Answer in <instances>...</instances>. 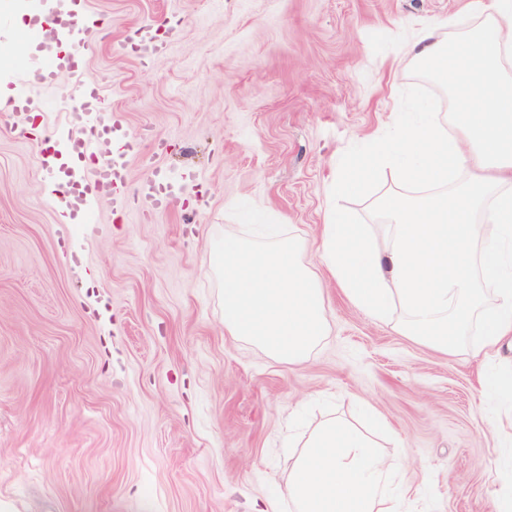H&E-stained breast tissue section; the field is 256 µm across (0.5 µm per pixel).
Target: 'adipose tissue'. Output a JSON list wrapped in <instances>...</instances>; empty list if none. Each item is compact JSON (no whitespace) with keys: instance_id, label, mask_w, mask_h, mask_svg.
Segmentation results:
<instances>
[{"instance_id":"ef3b65f1","label":"adipose tissue","mask_w":512,"mask_h":512,"mask_svg":"<svg viewBox=\"0 0 512 512\" xmlns=\"http://www.w3.org/2000/svg\"><path fill=\"white\" fill-rule=\"evenodd\" d=\"M401 59L446 89L448 116L417 111L336 172L337 196L362 195L381 170L379 233L327 210L320 257L349 301L442 353L473 322L485 360L512 349V0H468L464 16L405 37ZM261 512H400L389 464L341 418L317 426Z\"/></svg>"}]
</instances>
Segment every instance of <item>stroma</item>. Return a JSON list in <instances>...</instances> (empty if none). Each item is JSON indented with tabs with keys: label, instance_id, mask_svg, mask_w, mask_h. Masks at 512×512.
<instances>
[{
	"label": "stroma",
	"instance_id": "35a3bbf8",
	"mask_svg": "<svg viewBox=\"0 0 512 512\" xmlns=\"http://www.w3.org/2000/svg\"><path fill=\"white\" fill-rule=\"evenodd\" d=\"M467 0H82L94 25L81 77L105 92L136 145L127 203L100 196L95 224H64L44 191L34 136L0 100V512H259L312 431L359 407L391 424L405 512H493L512 487L470 332L434 352L357 310L321 266L326 209L376 224L372 197L336 199L338 164L417 100L447 92L398 61V37ZM48 0H0V78L9 44ZM161 25L163 53L119 43ZM164 169L181 185L146 212L137 191ZM240 201L302 238L329 301L328 332L298 364L224 333L214 247L241 231Z\"/></svg>",
	"mask_w": 512,
	"mask_h": 512
}]
</instances>
